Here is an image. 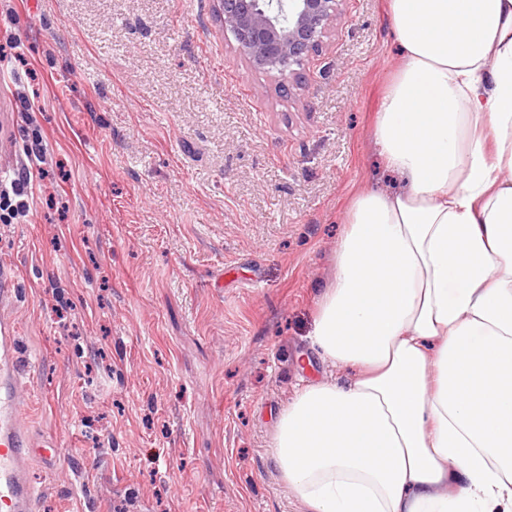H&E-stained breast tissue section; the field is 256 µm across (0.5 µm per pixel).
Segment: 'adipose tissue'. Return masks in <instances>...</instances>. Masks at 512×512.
<instances>
[{
	"instance_id": "obj_1",
	"label": "adipose tissue",
	"mask_w": 512,
	"mask_h": 512,
	"mask_svg": "<svg viewBox=\"0 0 512 512\" xmlns=\"http://www.w3.org/2000/svg\"><path fill=\"white\" fill-rule=\"evenodd\" d=\"M403 62L282 410L306 512H512V0H388Z\"/></svg>"
}]
</instances>
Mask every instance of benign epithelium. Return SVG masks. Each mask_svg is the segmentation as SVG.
Wrapping results in <instances>:
<instances>
[{
  "instance_id": "obj_1",
  "label": "benign epithelium",
  "mask_w": 512,
  "mask_h": 512,
  "mask_svg": "<svg viewBox=\"0 0 512 512\" xmlns=\"http://www.w3.org/2000/svg\"><path fill=\"white\" fill-rule=\"evenodd\" d=\"M231 48L258 69L303 78L347 0H216Z\"/></svg>"
}]
</instances>
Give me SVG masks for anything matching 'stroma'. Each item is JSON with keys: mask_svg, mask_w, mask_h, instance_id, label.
<instances>
[{"mask_svg": "<svg viewBox=\"0 0 512 512\" xmlns=\"http://www.w3.org/2000/svg\"><path fill=\"white\" fill-rule=\"evenodd\" d=\"M386 0H346L291 93L230 49L214 0H0V223L36 512H303L280 412L354 194L400 189L372 146L400 62ZM39 101L32 115L19 94ZM40 132L45 157L30 156ZM34 173L28 168L18 170L7 185L0 186V220L8 221L26 217L30 210L29 197Z\"/></svg>", "mask_w": 512, "mask_h": 512, "instance_id": "1", "label": "stroma"}]
</instances>
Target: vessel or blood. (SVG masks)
<instances>
[{
    "mask_svg": "<svg viewBox=\"0 0 512 512\" xmlns=\"http://www.w3.org/2000/svg\"><path fill=\"white\" fill-rule=\"evenodd\" d=\"M18 328L0 320V512H35V489L29 472L34 457L54 453L50 439L35 437L26 415L21 386Z\"/></svg>",
    "mask_w": 512,
    "mask_h": 512,
    "instance_id": "b4317fda",
    "label": "vessel or blood"
}]
</instances>
